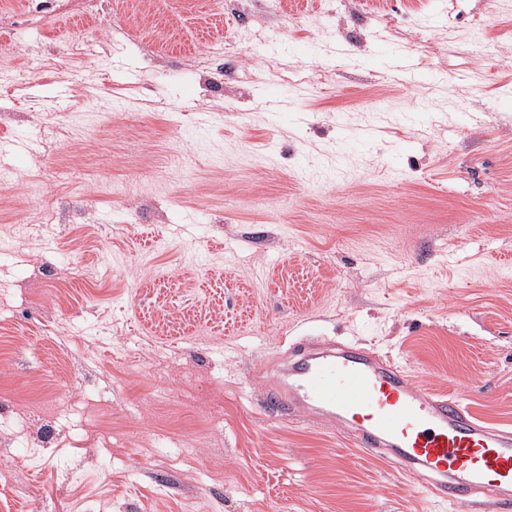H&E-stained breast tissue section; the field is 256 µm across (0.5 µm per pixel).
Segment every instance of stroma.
<instances>
[{"label":"stroma","mask_w":512,"mask_h":512,"mask_svg":"<svg viewBox=\"0 0 512 512\" xmlns=\"http://www.w3.org/2000/svg\"><path fill=\"white\" fill-rule=\"evenodd\" d=\"M70 2L0 0V512H459L262 402L324 338L512 426V0Z\"/></svg>","instance_id":"obj_1"}]
</instances>
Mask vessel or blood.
<instances>
[{
    "label": "vessel or blood",
    "instance_id": "vessel-or-blood-1",
    "mask_svg": "<svg viewBox=\"0 0 512 512\" xmlns=\"http://www.w3.org/2000/svg\"><path fill=\"white\" fill-rule=\"evenodd\" d=\"M265 407L336 422L354 446L464 507L512 499V428L421 385L389 353L304 341L269 382Z\"/></svg>",
    "mask_w": 512,
    "mask_h": 512
}]
</instances>
